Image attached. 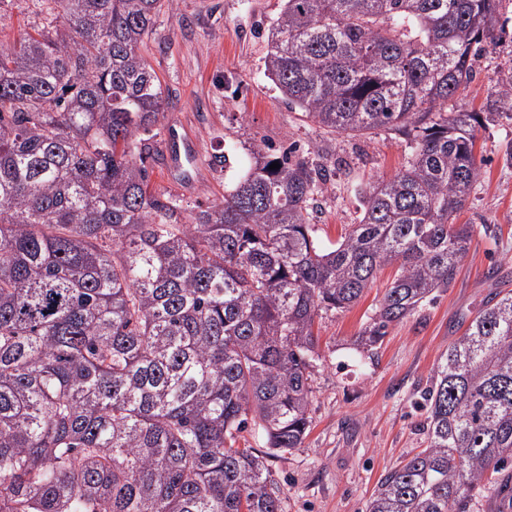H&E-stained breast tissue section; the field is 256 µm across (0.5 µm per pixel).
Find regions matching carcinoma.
<instances>
[{"label":"carcinoma","instance_id":"carcinoma-1","mask_svg":"<svg viewBox=\"0 0 512 512\" xmlns=\"http://www.w3.org/2000/svg\"><path fill=\"white\" fill-rule=\"evenodd\" d=\"M52 2L64 27L0 45V512H281L265 458L308 434L316 319L397 266L369 353L469 249L455 219L483 117L448 101L505 33L502 0H283L265 70L288 107L413 143L332 248L310 223L325 161L256 144L224 202L188 215L150 189L168 101L141 46L166 0ZM497 104L512 111V77ZM419 406L427 446L366 512H471L490 469L512 504V291Z\"/></svg>","mask_w":512,"mask_h":512}]
</instances>
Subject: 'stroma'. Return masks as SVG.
<instances>
[{"instance_id": "35a3bbf8", "label": "stroma", "mask_w": 512, "mask_h": 512, "mask_svg": "<svg viewBox=\"0 0 512 512\" xmlns=\"http://www.w3.org/2000/svg\"><path fill=\"white\" fill-rule=\"evenodd\" d=\"M282 0H173L141 52L157 73L169 106L153 129L150 187L184 209L222 203L256 143L314 159L341 160L317 197L312 222L323 245L335 244L361 218L366 187L403 170L408 137L391 130L327 134L289 109L268 77V28ZM51 0H0V43L58 26ZM478 74L449 109L485 110L512 76V23L476 63ZM181 121L201 160L197 185L178 189L166 171V129ZM512 114L479 128L480 177L457 221L474 227L454 280L430 303L390 326L382 345L359 354L354 341L396 269L385 266L350 309L316 322L322 359L312 374L310 431L301 448L267 457L282 512H366L378 482L426 447L425 414L414 406L431 385L441 356L498 292L512 291Z\"/></svg>"}]
</instances>
